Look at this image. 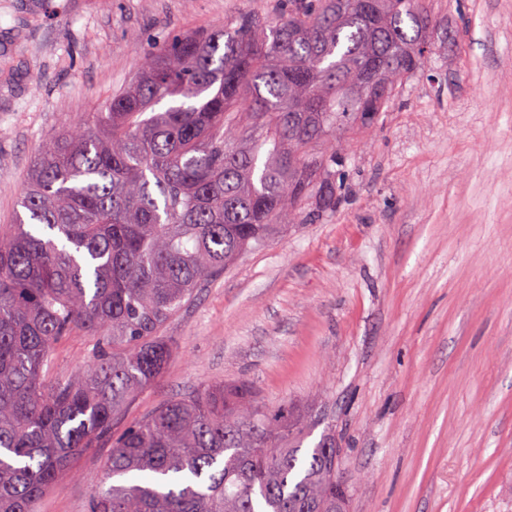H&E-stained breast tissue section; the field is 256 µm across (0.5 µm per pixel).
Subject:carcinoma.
Wrapping results in <instances>:
<instances>
[{"instance_id":"obj_1","label":"carcinoma","mask_w":512,"mask_h":512,"mask_svg":"<svg viewBox=\"0 0 512 512\" xmlns=\"http://www.w3.org/2000/svg\"><path fill=\"white\" fill-rule=\"evenodd\" d=\"M288 0L138 55L131 82L50 136L0 225V512H37L77 454L112 445L90 512H346L336 435L240 382L115 416L176 345L201 283L336 208L337 151L423 72L431 0ZM96 338L49 380L57 344Z\"/></svg>"}]
</instances>
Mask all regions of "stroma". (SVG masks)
Listing matches in <instances>:
<instances>
[{
  "label": "stroma",
  "instance_id": "stroma-1",
  "mask_svg": "<svg viewBox=\"0 0 512 512\" xmlns=\"http://www.w3.org/2000/svg\"><path fill=\"white\" fill-rule=\"evenodd\" d=\"M281 0H0V224L49 134L133 77L139 51ZM425 71L342 142L336 209L205 282L177 351L116 420L251 382L336 432L349 512H512V0H433ZM75 332L51 377L88 367ZM110 445L38 512H86Z\"/></svg>",
  "mask_w": 512,
  "mask_h": 512
}]
</instances>
